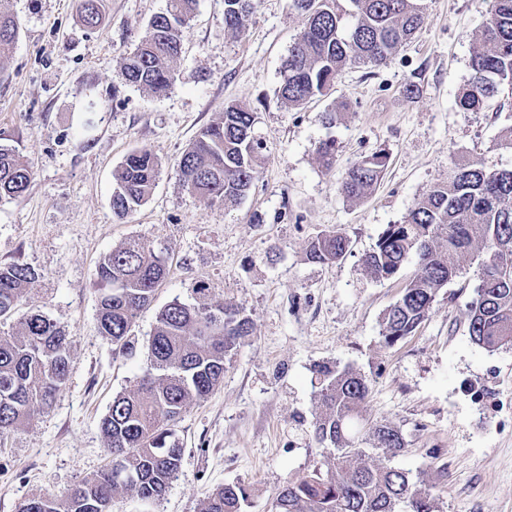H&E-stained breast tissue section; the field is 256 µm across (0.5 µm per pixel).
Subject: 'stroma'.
<instances>
[{
    "label": "stroma",
    "instance_id": "35a3bbf8",
    "mask_svg": "<svg viewBox=\"0 0 512 512\" xmlns=\"http://www.w3.org/2000/svg\"><path fill=\"white\" fill-rule=\"evenodd\" d=\"M82 3L9 0L20 36L0 67V145L16 149L33 180L23 197L0 203V265L26 263L40 273L19 309L43 313L67 333L70 375L52 407L0 450V512H18L35 494L64 497L109 461L100 421L150 364L143 353L114 356L99 336L96 270L131 238L163 249L169 267L136 322L140 343L166 303L195 302L200 281L254 328L227 357L219 387L184 412L181 468L164 498L120 491L111 512H200L216 488L237 482L248 493L242 512H275L283 487L334 457L313 426L314 367L322 363L364 374L363 421L401 430L404 448L394 456L370 450L375 463L408 471L440 512H512V344L490 350L468 333L483 251L439 291L415 333L391 346L381 317L416 265L388 280L363 265L387 225L458 162L512 167V151L497 144L512 123V94L480 112L457 106L492 0H425L424 25L385 64L346 69L330 96L301 109L277 97L304 27L290 0H257L237 35L224 30V0H198L178 80L163 97L127 83L119 60L168 0H99L93 30L81 21ZM412 81L419 90L410 95ZM342 101L347 109L326 126L324 113ZM230 102L257 112L265 150L247 197L211 205L182 188L177 164ZM330 137L336 162L328 170L315 149ZM141 147L161 173L150 199L118 223L113 173ZM376 151L388 159L375 190L347 199L339 191L345 172ZM335 229L349 236L351 254L309 261V242Z\"/></svg>",
    "mask_w": 512,
    "mask_h": 512
}]
</instances>
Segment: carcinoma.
<instances>
[{"label":"carcinoma","mask_w":512,"mask_h":512,"mask_svg":"<svg viewBox=\"0 0 512 512\" xmlns=\"http://www.w3.org/2000/svg\"><path fill=\"white\" fill-rule=\"evenodd\" d=\"M196 0H168L167 10L149 20L134 50L121 58L126 81L151 94L166 95L177 80L175 63L183 49L182 29ZM305 20L281 72V101L299 108L327 96L350 67L379 66L406 44L425 22L424 0H292ZM256 0H224V31L240 33ZM19 23L0 0V64L12 52ZM470 67L472 79L459 107L479 112L503 90L512 93V0H494L492 15L478 32ZM257 113L237 103L224 105L220 121L200 129L183 150L178 177L191 194L210 203H237L258 177L264 144L256 133ZM316 153L334 167L336 142L328 138ZM387 155L374 152L345 172L341 194L360 200L376 187ZM159 164L146 148L130 153L114 173L112 212L123 221L147 202ZM33 172L16 151L0 145V202L29 189ZM486 249L479 285L469 305L468 333L486 348L512 342V168H488L478 160L456 165L450 180L434 185L397 224L388 225L363 258L370 274L390 279L408 259L416 264L398 300L381 321L383 342L391 346L411 335L429 315L438 291L459 271V261L477 246ZM350 238L331 230L308 245L319 264L339 261ZM164 252L141 239H129L102 259L97 273L98 335L124 357L136 353L132 328L167 278ZM41 274L28 264L0 266V446L35 415L52 407L69 374L66 333L47 316L30 312L15 318L22 295ZM253 322L224 299L187 304L175 298L156 316L148 342L150 371L134 389L117 395L102 419L111 463L74 485L58 499L36 495L18 512H108L113 495L132 491L159 500L177 476L183 442L177 424L187 406L207 398L224 378L226 357L251 335ZM319 413L314 430L337 451L332 466L288 484L278 494L277 512H437L428 490L409 473L371 461L359 447L366 435L372 447L395 455L402 433L384 423L365 428L361 408L369 382L353 369L317 366ZM247 500L239 483L214 490L202 512H240Z\"/></svg>","instance_id":"obj_1"}]
</instances>
